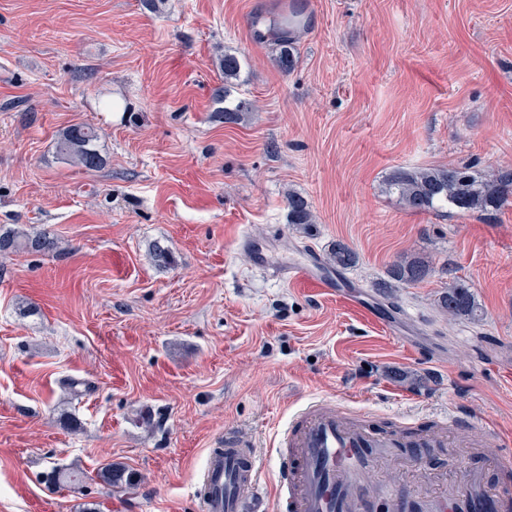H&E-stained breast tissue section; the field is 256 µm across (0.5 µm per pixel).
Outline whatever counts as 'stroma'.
<instances>
[{"mask_svg": "<svg viewBox=\"0 0 512 512\" xmlns=\"http://www.w3.org/2000/svg\"><path fill=\"white\" fill-rule=\"evenodd\" d=\"M303 7L295 63L252 21ZM242 57L225 87L220 60ZM253 110L225 123L226 99ZM100 132L102 168L59 159L65 128ZM512 167V0H0V229L46 232L49 253L0 254V512H203L225 426L251 436L259 512L277 444L313 400L427 429L462 411L495 422L470 468L512 486V201L489 215L415 213L401 167ZM316 222H288V195ZM336 243L376 318L253 263ZM173 261L156 265L154 242ZM432 272L380 296L395 261ZM470 284L484 318L437 306ZM451 448H402L371 472L411 493L448 476ZM418 456L422 474L407 476ZM89 476L45 484L52 464ZM109 463L139 473L109 492Z\"/></svg>", "mask_w": 512, "mask_h": 512, "instance_id": "stroma-1", "label": "stroma"}]
</instances>
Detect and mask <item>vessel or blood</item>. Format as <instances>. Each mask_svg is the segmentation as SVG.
<instances>
[{
	"mask_svg": "<svg viewBox=\"0 0 512 512\" xmlns=\"http://www.w3.org/2000/svg\"><path fill=\"white\" fill-rule=\"evenodd\" d=\"M257 267H273L278 277L294 288L336 298L347 308L368 312L367 299L349 289L343 275L326 267L313 254L271 265L262 250H255ZM455 414L444 418V426L410 434L405 430L382 431L367 418L338 411L328 400L308 403L282 435L287 454L280 479L281 492L288 495L290 512H407L408 496L402 484L369 480L372 448H435L444 443L445 426L454 425ZM471 436L460 447L481 448L497 431L489 420H471ZM258 456L251 437L237 430L224 434V445L212 449L204 471L211 487L203 496L205 512H253L258 492ZM452 489L445 496L429 495L417 503L419 512H481L491 495L481 472L471 470L464 456L451 466Z\"/></svg>",
	"mask_w": 512,
	"mask_h": 512,
	"instance_id": "1",
	"label": "vessel or blood"
}]
</instances>
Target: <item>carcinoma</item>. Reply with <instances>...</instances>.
I'll return each instance as SVG.
<instances>
[{"mask_svg":"<svg viewBox=\"0 0 512 512\" xmlns=\"http://www.w3.org/2000/svg\"><path fill=\"white\" fill-rule=\"evenodd\" d=\"M303 9L294 5L289 16L276 23L280 48L279 62L284 70L294 63L297 34L302 23L299 17ZM224 81L239 78L240 60L232 53L224 54L222 63ZM251 110L247 101H239L233 107L224 108V122L237 124L244 112ZM99 134L86 124L68 127L57 142L58 153L74 159L78 165L95 170L102 166L103 158L96 148ZM389 192L395 193L404 204L415 212H437L446 208L459 216L471 213H490L500 210L512 194V169H502L489 176H480L467 165L448 167H415L395 170L386 182ZM288 223L304 229L315 223V216L309 202L299 194L288 196ZM54 238L45 233L34 237L7 231L0 233V253H12L20 250L50 252L55 249ZM358 257L348 246L338 243L330 254V265L338 270L355 266ZM431 273L429 262L421 257L396 261L387 269V278L376 283L375 288L384 295L403 284L423 281ZM439 309L450 319H463L471 323L483 320V311L479 307L471 287L461 280L448 284L438 298ZM84 473L74 468L55 466L46 475L53 484L68 485L82 481ZM96 479L113 489L132 488L140 482L135 471L115 464L98 469Z\"/></svg>","mask_w":512,"mask_h":512,"instance_id":"obj_1","label":"carcinoma"}]
</instances>
